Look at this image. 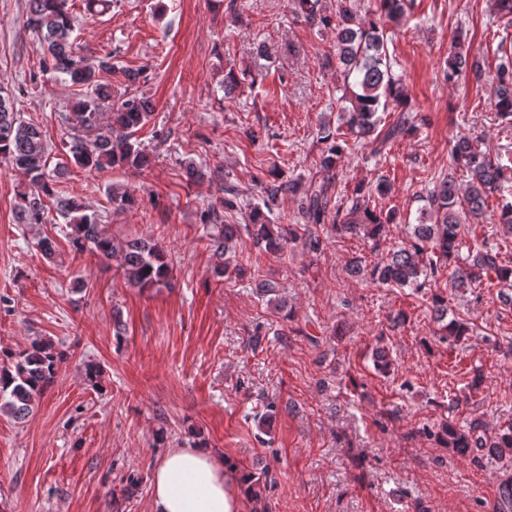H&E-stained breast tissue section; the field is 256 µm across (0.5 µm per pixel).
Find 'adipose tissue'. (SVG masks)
<instances>
[{"label": "adipose tissue", "instance_id": "ef3b65f1", "mask_svg": "<svg viewBox=\"0 0 512 512\" xmlns=\"http://www.w3.org/2000/svg\"><path fill=\"white\" fill-rule=\"evenodd\" d=\"M151 512H241L237 479L210 450L171 449L152 475Z\"/></svg>", "mask_w": 512, "mask_h": 512}]
</instances>
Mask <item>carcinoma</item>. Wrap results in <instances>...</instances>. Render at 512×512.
Instances as JSON below:
<instances>
[{
    "mask_svg": "<svg viewBox=\"0 0 512 512\" xmlns=\"http://www.w3.org/2000/svg\"><path fill=\"white\" fill-rule=\"evenodd\" d=\"M319 0H295L312 24L328 27L336 23V48L344 67L345 80H353L348 106L338 116V126L322 127L321 139L325 147L320 167L329 173L338 167L349 148L345 137L377 141L381 146L412 134L416 119L407 111L408 94L391 70L389 52L383 28L371 20L364 23L358 16L352 0H336L335 16L324 15L318 8ZM407 0H379L381 15L398 22L406 12ZM28 24L45 51V70L69 78L74 85L86 89L72 106L67 119L75 137L71 145L73 162L88 171H101L119 166L140 170L147 165V155L138 143L136 133L149 121L150 101L134 90L141 73L132 68H116L109 58H93L75 49L72 34L74 19L67 0H29ZM469 57L464 43L456 41L448 55L446 76L453 80L462 72ZM125 79L127 91L112 95V81L101 74L113 70ZM494 107L498 116L512 124V59L504 56L492 76ZM394 104L397 115L387 126H380L379 109ZM109 106L112 120L101 123V109ZM451 169L467 174L466 184L457 183L453 174L443 177L431 192L429 207L420 211L418 223L409 225L411 241L381 258L372 268L353 261L349 272L368 276L387 287L424 288L432 282L439 269L448 267V282L452 288H469L485 283L512 288V264L502 260L500 247L491 245L487 238L474 237L473 249L464 258L459 254L461 227L478 225L487 210L488 199L503 193L505 184L512 181V167L502 164L490 155L477 150L467 134L452 140L448 152ZM29 177L28 189L18 193L16 214L21 224H41L48 207H53L74 225V245L88 248L106 259L118 256L119 268L127 281L141 289L156 288L167 282L169 265L164 250L143 239H133L117 246L105 235L99 218L75 199L55 190L49 173L50 156L39 126L23 119L10 97L0 94V163ZM329 184L307 190L300 200L302 224H269L265 212L272 211L284 197L294 195L298 182L285 179L279 172H268L263 187L262 206L251 212L249 224H215L209 235L213 256L218 259L214 272L224 276L232 271L237 275L244 268L234 264L236 243L240 231H245L256 245L268 253H280L287 248L300 247L318 255L323 240L310 228L323 224L329 214L331 198ZM347 207L337 206L332 229L337 235L363 234L374 239L387 224H400L402 218L394 210H378L370 205L372 191L363 185L354 189ZM439 332L442 339L460 342L471 334L466 320L445 321L448 307L439 295L433 297ZM12 365L0 368V413L16 421L24 419L33 410L34 399L54 378L64 360V352L50 340L34 339L21 353L6 355ZM424 434L444 440L457 452L465 454L473 448H490L498 454L512 453V426L494 435L478 433V427L456 429L448 423L435 432L424 429Z\"/></svg>",
    "mask_w": 512,
    "mask_h": 512,
    "instance_id": "cac0c4a2",
    "label": "carcinoma"
}]
</instances>
